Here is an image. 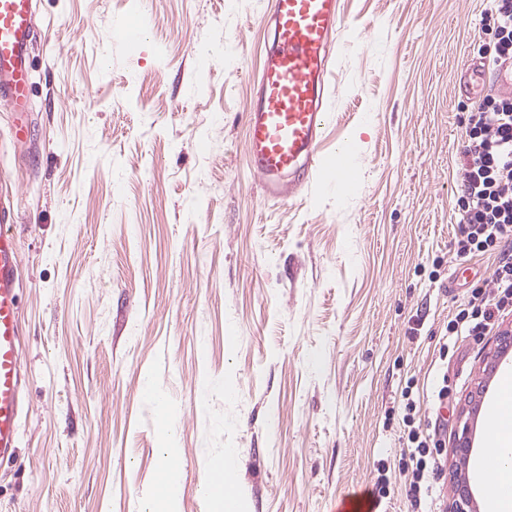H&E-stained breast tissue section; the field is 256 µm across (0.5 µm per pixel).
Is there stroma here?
<instances>
[{"label": "stroma", "instance_id": "obj_1", "mask_svg": "<svg viewBox=\"0 0 512 512\" xmlns=\"http://www.w3.org/2000/svg\"><path fill=\"white\" fill-rule=\"evenodd\" d=\"M269 0H38L31 133L0 107V193L20 240L21 436L0 512H141L159 450H178L181 512L235 449L243 512H407L402 397L434 395L453 472L486 512L474 401L493 336L437 344L489 260L457 261L459 86L489 0H342L323 164L269 199L246 164V114ZM148 23L137 49L114 31ZM357 171L344 188L338 146ZM209 383L201 392V383ZM176 420L165 438L146 387ZM205 404H198V397ZM468 410V430L457 418ZM473 448L453 452L460 432Z\"/></svg>", "mask_w": 512, "mask_h": 512}]
</instances>
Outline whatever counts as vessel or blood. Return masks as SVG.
Instances as JSON below:
<instances>
[{
  "instance_id": "obj_1",
  "label": "vessel or blood",
  "mask_w": 512,
  "mask_h": 512,
  "mask_svg": "<svg viewBox=\"0 0 512 512\" xmlns=\"http://www.w3.org/2000/svg\"><path fill=\"white\" fill-rule=\"evenodd\" d=\"M35 0H0V104L12 137L29 136ZM273 44L262 57L247 114V165L267 197H292L323 160L321 144L335 123L329 76L331 39L344 21L340 0H271ZM20 259L11 225H0V458L13 457L22 420Z\"/></svg>"
}]
</instances>
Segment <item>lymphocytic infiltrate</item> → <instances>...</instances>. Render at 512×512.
Masks as SVG:
<instances>
[{
  "label": "lymphocytic infiltrate",
  "mask_w": 512,
  "mask_h": 512,
  "mask_svg": "<svg viewBox=\"0 0 512 512\" xmlns=\"http://www.w3.org/2000/svg\"><path fill=\"white\" fill-rule=\"evenodd\" d=\"M486 40L478 54L488 69L512 63V0H493L481 19ZM463 163L455 208L462 224L455 256L465 261L478 255L495 257L492 274L472 285L466 301L445 328L446 335L484 336L512 315V97L491 88L467 108ZM403 473L413 512H422L441 466L445 443L422 427L420 403L404 390Z\"/></svg>",
  "instance_id": "1"
}]
</instances>
